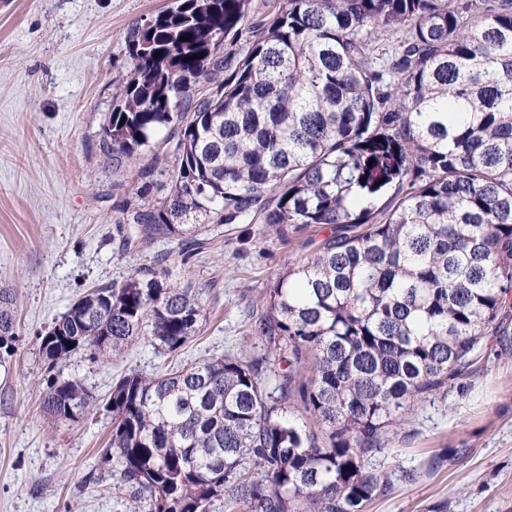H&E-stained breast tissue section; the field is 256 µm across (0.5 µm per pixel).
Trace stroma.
<instances>
[{
    "label": "stroma",
    "instance_id": "obj_1",
    "mask_svg": "<svg viewBox=\"0 0 512 512\" xmlns=\"http://www.w3.org/2000/svg\"><path fill=\"white\" fill-rule=\"evenodd\" d=\"M171 2L0 0V289L12 293L17 334L0 362V512H128L107 490L104 404L121 376L155 373L166 357L144 341L109 361L73 355L63 374L98 405L60 427L34 385L38 334L88 288L169 252L175 279L204 299L201 332L183 359L236 353L250 345L246 327L275 278L325 234L238 224L188 259L172 242L123 250L114 219L134 198L135 171L113 168L100 130L113 89L130 77V31ZM490 344L464 388L419 404L376 457L391 489L365 512H512V335Z\"/></svg>",
    "mask_w": 512,
    "mask_h": 512
}]
</instances>
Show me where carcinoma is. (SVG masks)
<instances>
[{
    "mask_svg": "<svg viewBox=\"0 0 512 512\" xmlns=\"http://www.w3.org/2000/svg\"><path fill=\"white\" fill-rule=\"evenodd\" d=\"M276 2L250 22L252 0H173L134 28L100 139L117 168L147 158L138 196L165 190L119 210L129 247L201 248L224 224L328 230L266 292L259 352L180 362L202 293L163 256L37 337L56 423L94 402L62 376L73 355L143 339L170 359L106 402L102 460L130 512H364L388 490L371 459L391 432L508 333L512 0ZM12 302L1 290L0 360Z\"/></svg>",
    "mask_w": 512,
    "mask_h": 512,
    "instance_id": "carcinoma-1",
    "label": "carcinoma"
}]
</instances>
